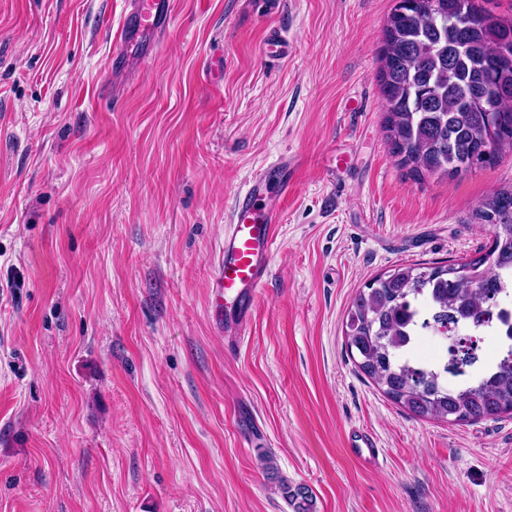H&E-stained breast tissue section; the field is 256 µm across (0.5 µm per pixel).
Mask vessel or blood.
Returning <instances> with one entry per match:
<instances>
[{
  "instance_id": "b4317fda",
  "label": "vessel or blood",
  "mask_w": 512,
  "mask_h": 512,
  "mask_svg": "<svg viewBox=\"0 0 512 512\" xmlns=\"http://www.w3.org/2000/svg\"><path fill=\"white\" fill-rule=\"evenodd\" d=\"M172 20L171 0H130L120 24L110 33L112 70L133 61L135 51L157 47ZM260 53L267 62L287 61L291 44L286 32L269 30ZM297 167L296 157H279L253 174L245 191L234 199L210 281L214 314L223 320L225 335H242L270 276L273 247L282 222L281 203L294 189Z\"/></svg>"
}]
</instances>
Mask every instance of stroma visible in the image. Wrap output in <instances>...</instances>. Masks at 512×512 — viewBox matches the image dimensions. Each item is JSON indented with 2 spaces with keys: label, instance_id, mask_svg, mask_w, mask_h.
<instances>
[{
  "label": "stroma",
  "instance_id": "stroma-1",
  "mask_svg": "<svg viewBox=\"0 0 512 512\" xmlns=\"http://www.w3.org/2000/svg\"><path fill=\"white\" fill-rule=\"evenodd\" d=\"M105 68L124 0H0V512H512V417L413 418L355 367L347 309L398 265L488 244L512 153L398 166L377 72L394 0H172ZM294 46L265 63L270 26ZM302 160L226 352L210 274L234 196ZM371 433L378 462L355 454ZM279 488L293 508V512H315V501L309 489L302 484L291 485L279 480Z\"/></svg>",
  "mask_w": 512,
  "mask_h": 512
}]
</instances>
